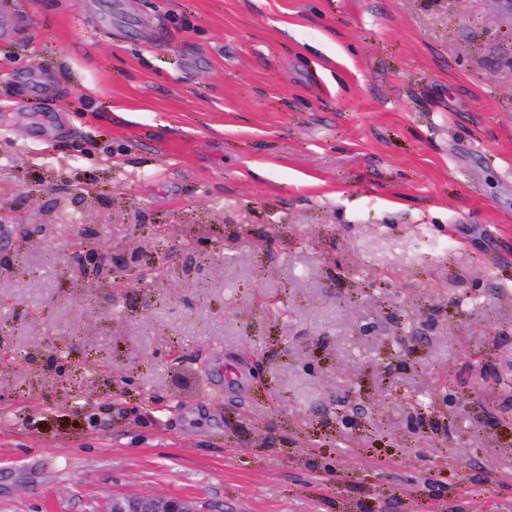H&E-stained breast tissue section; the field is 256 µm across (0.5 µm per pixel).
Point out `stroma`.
Masks as SVG:
<instances>
[{
	"label": "stroma",
	"mask_w": 512,
	"mask_h": 512,
	"mask_svg": "<svg viewBox=\"0 0 512 512\" xmlns=\"http://www.w3.org/2000/svg\"><path fill=\"white\" fill-rule=\"evenodd\" d=\"M489 15L0 0V207L65 215L34 247L0 232V351L32 357L0 365V512L140 494L197 512H512V33L485 35ZM78 234L120 256L206 245L174 286L134 275L109 312L64 270ZM432 323L379 369L387 334ZM464 340L494 391L462 388ZM223 365L242 379L213 402L203 379Z\"/></svg>",
	"instance_id": "35a3bbf8"
}]
</instances>
